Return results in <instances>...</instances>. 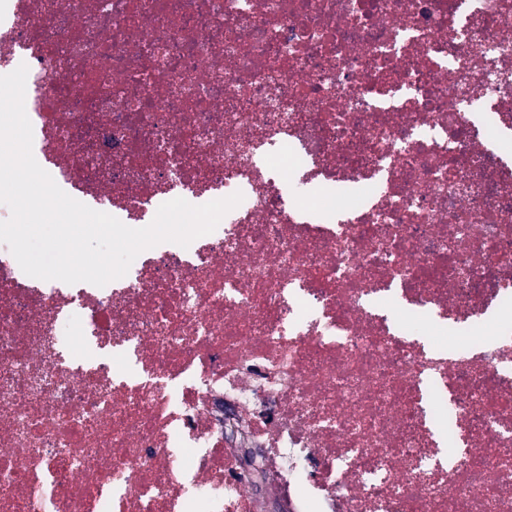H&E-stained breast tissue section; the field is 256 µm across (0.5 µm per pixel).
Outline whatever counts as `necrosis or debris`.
I'll return each mask as SVG.
<instances>
[{
    "instance_id": "4bbe7bcc",
    "label": "necrosis or debris",
    "mask_w": 512,
    "mask_h": 512,
    "mask_svg": "<svg viewBox=\"0 0 512 512\" xmlns=\"http://www.w3.org/2000/svg\"><path fill=\"white\" fill-rule=\"evenodd\" d=\"M22 64L69 196L243 200L102 287L0 243V512H512V0H0Z\"/></svg>"
}]
</instances>
